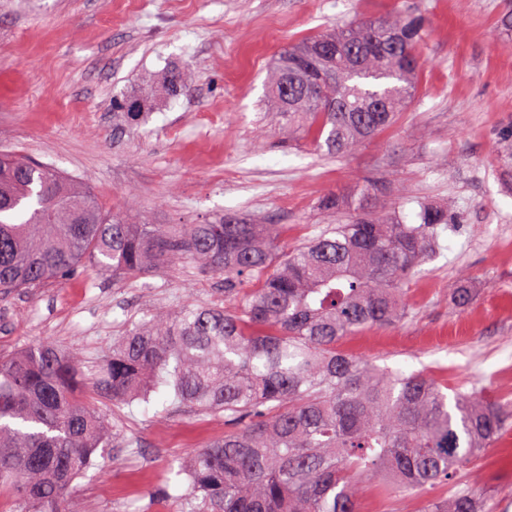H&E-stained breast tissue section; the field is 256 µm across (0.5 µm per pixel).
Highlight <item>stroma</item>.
I'll use <instances>...</instances> for the list:
<instances>
[{
  "label": "stroma",
  "mask_w": 512,
  "mask_h": 512,
  "mask_svg": "<svg viewBox=\"0 0 512 512\" xmlns=\"http://www.w3.org/2000/svg\"><path fill=\"white\" fill-rule=\"evenodd\" d=\"M396 12L423 15L412 103L388 129L343 157L318 155L275 112L266 72L292 41ZM186 71L190 90L159 98L138 126H119L116 98ZM512 0H0V150L76 179L107 211L146 224H214L227 216L277 224L296 247L332 218L324 195L372 185L376 204L413 222L419 202L447 208L441 255L406 284L408 321L344 337L340 350L449 390L512 403ZM472 303L447 292L462 282ZM223 307L224 279L181 259L119 279L92 267L35 288L0 292V354L50 343L81 354L85 396L111 448L69 492L75 512H171L188 489L174 458L223 438L220 413L100 395L113 343L157 309ZM512 449L494 446L460 473L512 512ZM360 512H420L375 480L358 484Z\"/></svg>",
  "instance_id": "stroma-1"
}]
</instances>
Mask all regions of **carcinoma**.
Masks as SVG:
<instances>
[{
  "mask_svg": "<svg viewBox=\"0 0 512 512\" xmlns=\"http://www.w3.org/2000/svg\"><path fill=\"white\" fill-rule=\"evenodd\" d=\"M424 33L423 18L395 16L289 44L267 76L275 110L320 153L355 152L406 107ZM186 85L168 73L169 95ZM152 104L133 93L116 108L133 126ZM318 209L346 210L345 223L284 253L277 224H137L53 169L0 154L1 291L85 264L136 277L188 258L224 276V300L237 306L155 312L101 366L97 389L114 401L165 390L234 426L171 466L189 482L173 512H358L359 479L381 475L410 496L454 485L509 426L512 406L490 395L450 399L420 372L337 349L344 336L410 315L399 285L437 256L448 212L423 205L405 224L372 207L367 184L346 201L323 196ZM472 299L466 282L449 293L459 309ZM79 362L49 344L0 356V491L14 512H71L70 485L110 447L78 395ZM422 512L495 508L463 488L425 500Z\"/></svg>",
  "mask_w": 512,
  "mask_h": 512,
  "instance_id": "1",
  "label": "carcinoma"
}]
</instances>
